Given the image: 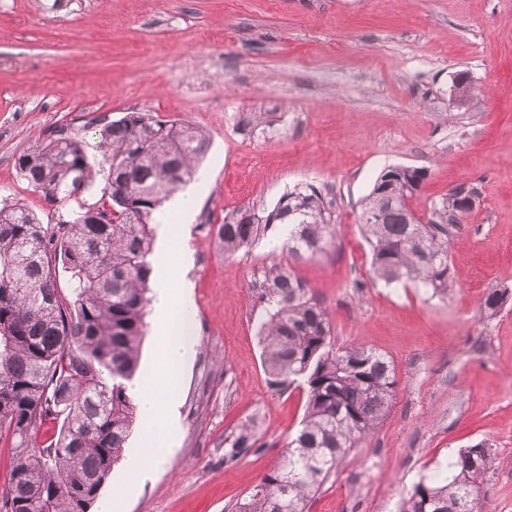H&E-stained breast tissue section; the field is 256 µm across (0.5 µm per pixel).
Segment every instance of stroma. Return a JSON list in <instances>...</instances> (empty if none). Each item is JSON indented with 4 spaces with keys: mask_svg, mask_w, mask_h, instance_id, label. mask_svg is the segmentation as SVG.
<instances>
[{
    "mask_svg": "<svg viewBox=\"0 0 512 512\" xmlns=\"http://www.w3.org/2000/svg\"><path fill=\"white\" fill-rule=\"evenodd\" d=\"M474 96L452 99L458 74ZM129 112L204 130L192 182L200 207L175 226L186 250L199 340L178 382L183 430L169 468L122 512H235L283 459L305 393L269 385L257 336L259 282L291 266L326 308L340 346L393 360L396 388L375 434L308 512H399L413 485L486 441L485 512H512V0H0V201L40 222L66 208L19 175L18 155L60 130L104 165L100 130ZM392 166L422 169L411 206L455 187L480 196L450 249L447 299L369 282L361 200ZM335 195L334 247L295 261L280 231L231 258L209 224L266 212L297 186ZM251 425L257 448L225 461Z\"/></svg>",
    "mask_w": 512,
    "mask_h": 512,
    "instance_id": "obj_1",
    "label": "stroma"
}]
</instances>
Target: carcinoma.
Here are the masks:
<instances>
[{
	"mask_svg": "<svg viewBox=\"0 0 512 512\" xmlns=\"http://www.w3.org/2000/svg\"><path fill=\"white\" fill-rule=\"evenodd\" d=\"M108 171L100 198L78 204L80 220L42 224L19 203L0 204V442L14 462L0 512H89L122 457L136 416L127 393L145 336L150 303L154 213L193 177L209 148L200 128L164 126L129 112L101 131ZM19 174L50 203L87 192L100 170L85 144L57 134L19 154ZM422 171L384 170L362 199L359 223L370 246L372 277L448 296V245L463 223L457 195L432 203L424 219L410 201ZM335 200L296 188L267 213L239 210L210 225L226 257L278 228L292 258H314L335 240ZM67 276L68 291L58 285ZM508 297L483 300L493 316ZM259 324L269 384L305 385L301 428L281 465L236 512H305L308 499L388 414L393 361L365 346L336 347L326 310L286 265L265 269ZM224 458L257 447L245 426L224 438ZM480 441L421 478L400 512H483L480 485L493 467Z\"/></svg>",
	"mask_w": 512,
	"mask_h": 512,
	"instance_id": "obj_1",
	"label": "carcinoma"
}]
</instances>
